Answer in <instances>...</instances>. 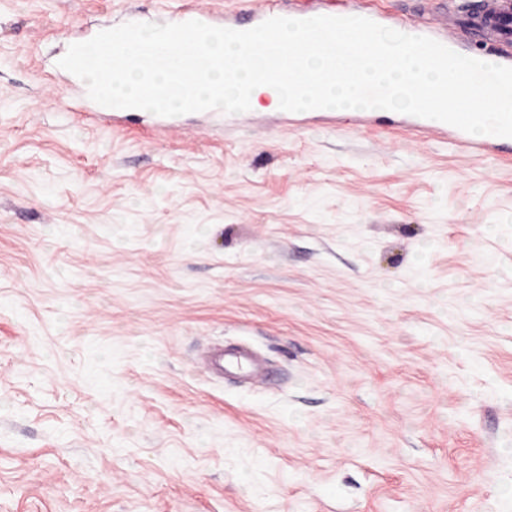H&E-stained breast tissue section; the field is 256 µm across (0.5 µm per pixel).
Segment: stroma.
I'll return each instance as SVG.
<instances>
[{
    "label": "stroma",
    "mask_w": 512,
    "mask_h": 512,
    "mask_svg": "<svg viewBox=\"0 0 512 512\" xmlns=\"http://www.w3.org/2000/svg\"><path fill=\"white\" fill-rule=\"evenodd\" d=\"M188 2L0 0V512H512V149L58 65Z\"/></svg>",
    "instance_id": "1"
}]
</instances>
